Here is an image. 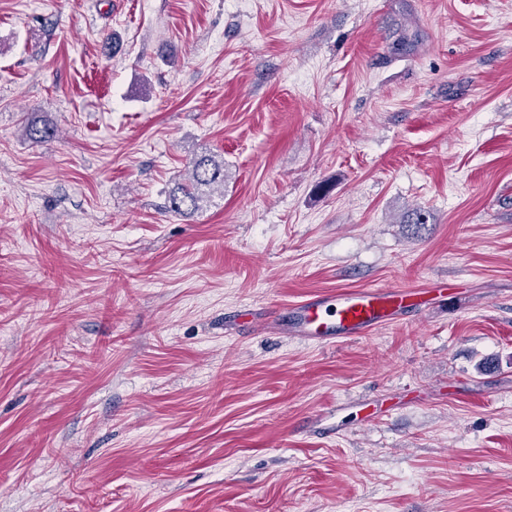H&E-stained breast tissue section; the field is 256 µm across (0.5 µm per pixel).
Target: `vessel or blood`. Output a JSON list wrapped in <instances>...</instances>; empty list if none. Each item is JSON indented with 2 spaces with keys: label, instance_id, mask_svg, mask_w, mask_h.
<instances>
[{
  "label": "vessel or blood",
  "instance_id": "b4317fda",
  "mask_svg": "<svg viewBox=\"0 0 512 512\" xmlns=\"http://www.w3.org/2000/svg\"><path fill=\"white\" fill-rule=\"evenodd\" d=\"M447 284L425 288H361L308 297L289 305L286 329L304 342L334 343L368 336L422 304L449 295Z\"/></svg>",
  "mask_w": 512,
  "mask_h": 512
}]
</instances>
